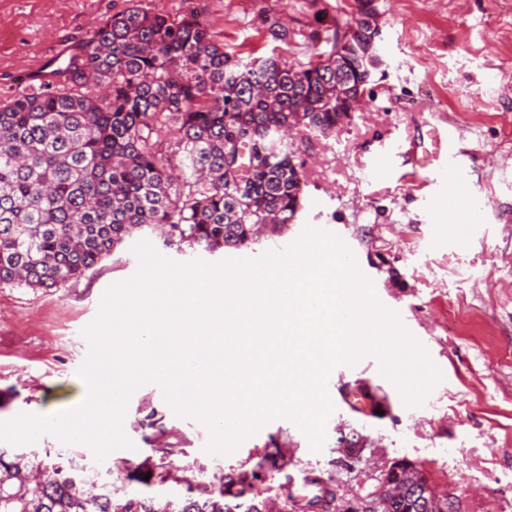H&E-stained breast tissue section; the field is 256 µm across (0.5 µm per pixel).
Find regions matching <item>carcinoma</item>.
Returning a JSON list of instances; mask_svg holds the SVG:
<instances>
[{"label":"carcinoma","instance_id":"1","mask_svg":"<svg viewBox=\"0 0 512 512\" xmlns=\"http://www.w3.org/2000/svg\"><path fill=\"white\" fill-rule=\"evenodd\" d=\"M366 24L336 54L338 30L306 63L232 59L194 14L129 7L45 74L37 94L0 99V284L64 288L136 230L215 252L247 248L256 226L289 224L302 178L282 138L293 111L336 129V79L363 90L378 61ZM0 455V512H157L147 499L88 498L60 463L26 476ZM176 512H232L218 496Z\"/></svg>","mask_w":512,"mask_h":512}]
</instances>
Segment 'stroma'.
<instances>
[{
    "label": "stroma",
    "instance_id": "obj_1",
    "mask_svg": "<svg viewBox=\"0 0 512 512\" xmlns=\"http://www.w3.org/2000/svg\"><path fill=\"white\" fill-rule=\"evenodd\" d=\"M159 2L172 14H200L225 52L244 59L276 51L308 61L313 41L360 11L371 14L380 65L369 95L332 134L294 132L301 207L292 224L257 238L245 256L296 241L308 224L343 230L361 271L391 291L392 311L409 317V333L443 379L421 405L409 406L377 367L330 375L329 385L374 392L377 413H332L317 452L293 421L277 418L232 453H210L207 426L177 416L161 388L146 384L123 419L132 449L100 461L89 446L44 433L16 453L73 459L86 495L156 504L200 496L232 477L247 478L262 504L283 495L276 463L287 457L330 484V512H371L385 491V471L404 462L454 512H512V0H0V98L21 92L22 74L45 51L68 54L113 13ZM443 117L484 217L481 230L452 250L431 245L426 217L432 210L454 223L448 199L423 206L409 158L384 177L371 167L382 146L418 140ZM164 236L157 228L133 240H149L181 264L238 255L167 247ZM132 242L60 290L0 285V422L22 413L55 416L82 401L84 331L106 289L136 275ZM348 445L353 454H344ZM145 464L169 480H128V470Z\"/></svg>",
    "mask_w": 512,
    "mask_h": 512
}]
</instances>
